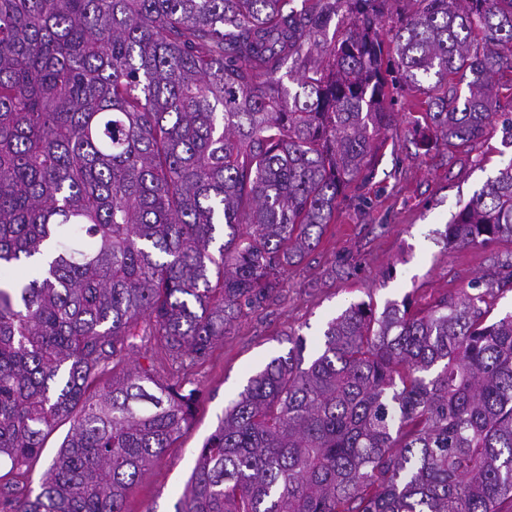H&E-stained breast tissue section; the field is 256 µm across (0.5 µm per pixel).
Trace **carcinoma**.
<instances>
[{"instance_id": "carcinoma-1", "label": "carcinoma", "mask_w": 512, "mask_h": 512, "mask_svg": "<svg viewBox=\"0 0 512 512\" xmlns=\"http://www.w3.org/2000/svg\"><path fill=\"white\" fill-rule=\"evenodd\" d=\"M396 2L0 0V512H126L198 398L158 367L204 359L279 293L370 179L396 95H427L421 148L484 139L512 0ZM441 237L512 243V160ZM508 285L512 253L426 309L350 304L311 359L288 338L174 512H501L512 311L487 318ZM148 347L163 357L125 369ZM71 427L70 421H64L60 423L55 430L46 438L44 442V448L42 449L40 457L33 464L30 472V483L31 489L37 490L38 484L42 474L48 469L52 460L56 456L59 446L63 441L64 437L68 433Z\"/></svg>"}]
</instances>
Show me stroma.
Masks as SVG:
<instances>
[{"label": "stroma", "instance_id": "1", "mask_svg": "<svg viewBox=\"0 0 512 512\" xmlns=\"http://www.w3.org/2000/svg\"><path fill=\"white\" fill-rule=\"evenodd\" d=\"M421 101L412 90L398 97L369 181L346 189L318 246L285 271L278 296L237 317L190 370L187 380L198 391L194 416L132 491L127 512H174L225 406L271 358L287 353L290 334L303 335L308 352H315L327 322L350 303L380 311L409 294L425 308L444 294L460 293L488 270L491 257L512 251L503 241L448 249L438 236L512 161L500 123L474 145L424 151L414 143Z\"/></svg>", "mask_w": 512, "mask_h": 512}]
</instances>
